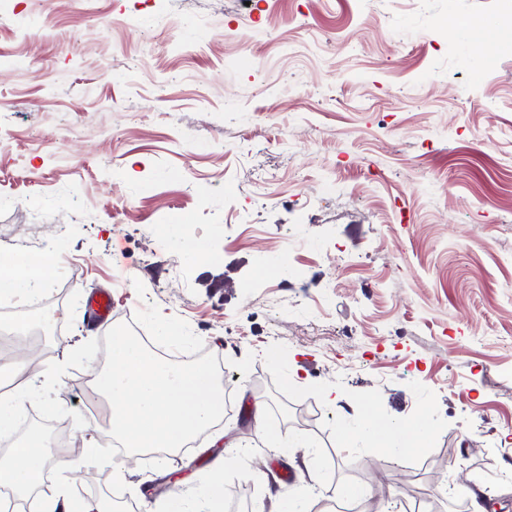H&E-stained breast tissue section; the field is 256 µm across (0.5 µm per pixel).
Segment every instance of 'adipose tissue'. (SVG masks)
Returning a JSON list of instances; mask_svg holds the SVG:
<instances>
[{
  "label": "adipose tissue",
  "instance_id": "obj_1",
  "mask_svg": "<svg viewBox=\"0 0 512 512\" xmlns=\"http://www.w3.org/2000/svg\"><path fill=\"white\" fill-rule=\"evenodd\" d=\"M53 275L50 254H0V288L7 289L18 302H35ZM0 376L13 384L10 394L0 395V441L10 444L7 454L0 457V485L10 487L16 497L25 498L36 493L34 478L42 473L49 449L38 437L18 435L17 424L26 405L46 404L49 383L27 375L23 367L10 362L0 365ZM360 431L366 439L385 438L390 451L400 456L419 451L430 435L426 421L408 427L391 426L371 411L363 416Z\"/></svg>",
  "mask_w": 512,
  "mask_h": 512
}]
</instances>
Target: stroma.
Masks as SVG:
<instances>
[{
	"label": "stroma",
	"instance_id": "1",
	"mask_svg": "<svg viewBox=\"0 0 512 512\" xmlns=\"http://www.w3.org/2000/svg\"><path fill=\"white\" fill-rule=\"evenodd\" d=\"M26 2L0 6V250L52 251L58 273L35 303L0 297V359L53 374L32 412L73 449L49 484L164 512L219 457L243 495L217 512H270L310 462L326 512H346L341 485L399 512L470 489L512 512V54L466 61L499 0ZM173 220L205 260H183ZM48 314L47 336L10 329ZM161 322L184 337L162 352L234 375L223 438L82 464L110 433L93 388L110 325ZM370 408L433 432L392 456L359 434Z\"/></svg>",
	"mask_w": 512,
	"mask_h": 512
}]
</instances>
